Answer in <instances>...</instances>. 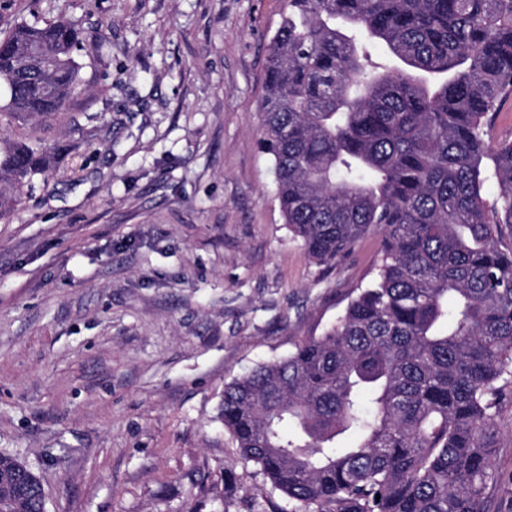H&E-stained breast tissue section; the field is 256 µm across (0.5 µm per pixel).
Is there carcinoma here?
I'll use <instances>...</instances> for the list:
<instances>
[{
	"instance_id": "cac0c4a2",
	"label": "carcinoma",
	"mask_w": 512,
	"mask_h": 512,
	"mask_svg": "<svg viewBox=\"0 0 512 512\" xmlns=\"http://www.w3.org/2000/svg\"><path fill=\"white\" fill-rule=\"evenodd\" d=\"M82 45L65 19L0 36V115L62 111ZM510 99L512 0H288L260 104L286 224L324 266L381 239L322 335L224 387L240 454L302 508L489 512L512 384V139L492 142ZM54 162L1 143L0 216ZM0 512H45L8 454Z\"/></svg>"
}]
</instances>
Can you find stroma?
<instances>
[{"label":"stroma","mask_w":512,"mask_h":512,"mask_svg":"<svg viewBox=\"0 0 512 512\" xmlns=\"http://www.w3.org/2000/svg\"><path fill=\"white\" fill-rule=\"evenodd\" d=\"M286 0H0L78 25L65 111L0 119L57 166L0 217V454L46 512H298L239 454L224 386L321 335L379 240L315 264L261 144Z\"/></svg>","instance_id":"stroma-1"}]
</instances>
